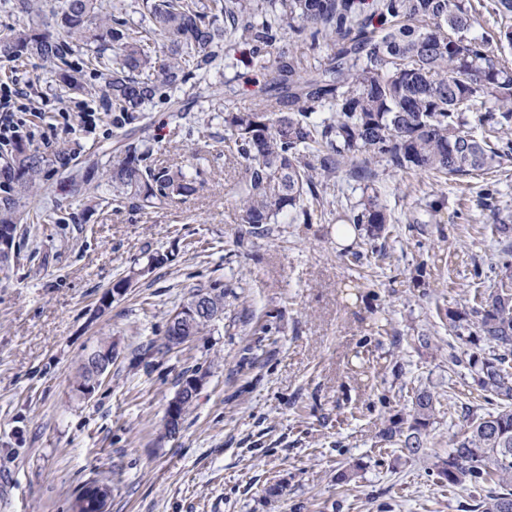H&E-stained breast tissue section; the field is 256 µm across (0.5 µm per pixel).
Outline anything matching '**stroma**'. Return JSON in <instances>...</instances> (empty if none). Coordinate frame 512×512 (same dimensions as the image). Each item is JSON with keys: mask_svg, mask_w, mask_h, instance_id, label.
Instances as JSON below:
<instances>
[{"mask_svg": "<svg viewBox=\"0 0 512 512\" xmlns=\"http://www.w3.org/2000/svg\"><path fill=\"white\" fill-rule=\"evenodd\" d=\"M235 55L234 92L216 67L187 87L190 112L176 119L155 108L144 131L156 164L196 167L203 189L137 212L99 207L112 195L101 175L85 197L61 184L90 148L111 151V112L78 98L58 116L56 78L40 61L0 68V80L46 104L24 115L30 146L47 160L31 205L66 218L29 225L20 256L0 271V512H69L94 477L110 483V512H465L466 493L441 486L435 464L466 414L496 403L452 364L463 346L448 313L464 310L474 283L493 284L492 229L498 214H512V158L473 177L379 172L392 222L376 254L365 231L336 237L361 196L342 172L315 223L284 213L246 234L226 194L245 169L224 155V113L265 92L247 47ZM86 106L99 112L91 132L78 120ZM438 199L445 221L434 224L424 207ZM157 254L164 262L150 263ZM128 274L126 294L101 307ZM216 279L227 290L223 316L187 345L165 348L169 315ZM105 343L116 347L112 366L81 398L84 359ZM188 370L204 385L169 437L166 408ZM420 386L437 397L425 456L381 449L380 430L409 416ZM353 466V480L337 483ZM274 485L279 495L268 496Z\"/></svg>", "mask_w": 512, "mask_h": 512, "instance_id": "35a3bbf8", "label": "stroma"}]
</instances>
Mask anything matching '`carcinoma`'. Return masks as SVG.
Wrapping results in <instances>:
<instances>
[{
  "label": "carcinoma",
  "mask_w": 512,
  "mask_h": 512,
  "mask_svg": "<svg viewBox=\"0 0 512 512\" xmlns=\"http://www.w3.org/2000/svg\"><path fill=\"white\" fill-rule=\"evenodd\" d=\"M143 0L129 14L121 2L12 0L19 23L0 30V60L40 59L69 95H98L112 106V126L129 127L108 157L96 150L87 165L71 168L64 182L74 195L87 176L103 171L112 206L163 209L195 194L204 182L181 169L154 163L153 147L131 132L144 130L147 112L163 105L182 112L189 81L206 80L229 62L237 43L259 59L277 50L267 69L268 96L224 113V156L246 164L235 194L239 223L252 230L286 212L293 224H310L340 171L363 183L361 198L344 222L381 237L391 215L378 200L372 166L464 177L512 154V0H496L498 20L481 24L471 0ZM224 16L218 23V16ZM480 28L475 37L472 31ZM288 40L289 49L279 47ZM86 47L82 67L68 57ZM103 78L98 88L83 69ZM329 115L316 119L315 114ZM483 113L486 135L466 129L464 114ZM46 159L22 141L12 147L9 181L29 197ZM29 211L15 198L0 204V228L16 231ZM501 265L490 292L474 293L464 311L448 312V330L488 350L467 354L479 391L499 408L467 417L448 458L435 464L440 483L470 493L468 512H512V226L494 227ZM224 314V283L195 287ZM427 387L416 390L410 421L391 419L380 432L409 455L424 448L435 413Z\"/></svg>",
  "instance_id": "carcinoma-1"
}]
</instances>
